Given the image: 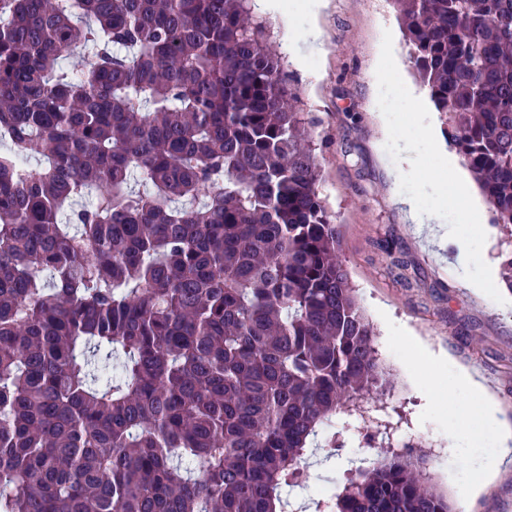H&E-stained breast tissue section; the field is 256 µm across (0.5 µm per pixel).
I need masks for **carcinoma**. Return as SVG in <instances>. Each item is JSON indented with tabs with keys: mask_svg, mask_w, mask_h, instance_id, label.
<instances>
[{
	"mask_svg": "<svg viewBox=\"0 0 512 512\" xmlns=\"http://www.w3.org/2000/svg\"><path fill=\"white\" fill-rule=\"evenodd\" d=\"M251 2L0 0V512H285L386 384ZM392 3L512 245V0ZM425 464L324 507L453 512Z\"/></svg>",
	"mask_w": 512,
	"mask_h": 512,
	"instance_id": "1",
	"label": "carcinoma"
}]
</instances>
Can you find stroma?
<instances>
[{
  "instance_id": "1",
  "label": "stroma",
  "mask_w": 512,
  "mask_h": 512,
  "mask_svg": "<svg viewBox=\"0 0 512 512\" xmlns=\"http://www.w3.org/2000/svg\"><path fill=\"white\" fill-rule=\"evenodd\" d=\"M272 31L270 49L281 59L319 145L320 195L340 228L344 263L389 381L384 392L364 400L366 431H358L349 413L337 415L345 429L335 458L324 447L308 450L313 489L299 504L304 512H316L318 488L342 489L350 460L372 462L410 446L426 452V474L447 492L456 512H512V461L477 495L461 496L468 462L482 451H461L431 411L429 360L408 367L398 342L411 337L475 373L496 398L500 419L512 426V303L498 287L487 298L473 294L453 266L454 246H427L405 221L398 196L420 194L433 157L400 186L385 167V156L398 145L428 148L415 108L399 99L405 90L424 102L429 95L415 75L391 0H328L316 18L299 13L295 30L276 22ZM385 108L395 128L390 138L378 120ZM444 216L473 239L479 264L497 263L501 234L490 209L475 217L462 203ZM396 256L410 265L407 280L397 276Z\"/></svg>"
}]
</instances>
